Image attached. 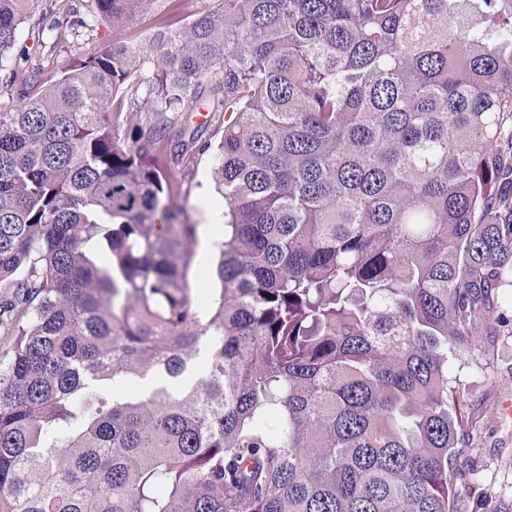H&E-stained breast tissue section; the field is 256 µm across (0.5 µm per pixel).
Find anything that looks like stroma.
Returning a JSON list of instances; mask_svg holds the SVG:
<instances>
[{"mask_svg": "<svg viewBox=\"0 0 512 512\" xmlns=\"http://www.w3.org/2000/svg\"><path fill=\"white\" fill-rule=\"evenodd\" d=\"M152 13L144 11L137 23L121 27L96 19L80 36L66 35L59 42L41 40L31 24H23L14 48L7 59L19 72L40 65L45 75L56 74L70 63L96 50L103 44H132L145 38ZM224 134L223 119L209 122L201 132L202 148L193 150L183 160L185 178L182 193L176 200L186 223L195 225L193 241L195 261L190 278L201 305H208L217 286L213 267L217 245L224 238L223 223L209 224L206 207L223 210L224 199L215 192L213 144ZM474 341L478 349H489L490 366L481 370L463 369L467 397L476 406L480 429L474 448L463 463V475L457 481L461 495H475L482 503V512H512V416L503 409L512 401V335H494L489 325L477 328Z\"/></svg>", "mask_w": 512, "mask_h": 512, "instance_id": "obj_1", "label": "stroma"}]
</instances>
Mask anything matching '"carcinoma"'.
Instances as JSON below:
<instances>
[{
	"label": "carcinoma",
	"instance_id": "obj_1",
	"mask_svg": "<svg viewBox=\"0 0 512 512\" xmlns=\"http://www.w3.org/2000/svg\"><path fill=\"white\" fill-rule=\"evenodd\" d=\"M39 2L0 0V512H473L449 365L512 289V0H87L48 30L155 24L20 79ZM196 104L235 112L206 315L170 206ZM223 0H163L165 14L174 26H185L192 16L200 11H217Z\"/></svg>",
	"mask_w": 512,
	"mask_h": 512
}]
</instances>
